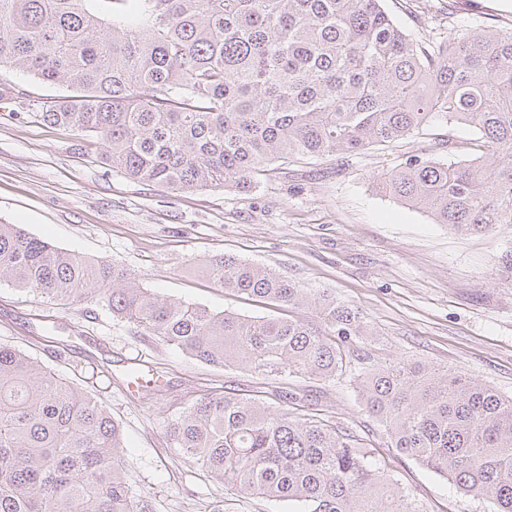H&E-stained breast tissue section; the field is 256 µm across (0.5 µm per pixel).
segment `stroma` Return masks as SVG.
<instances>
[{
  "instance_id": "stroma-1",
  "label": "stroma",
  "mask_w": 512,
  "mask_h": 512,
  "mask_svg": "<svg viewBox=\"0 0 512 512\" xmlns=\"http://www.w3.org/2000/svg\"><path fill=\"white\" fill-rule=\"evenodd\" d=\"M394 22L429 44L449 32L512 28V0H385ZM0 79L18 90L0 101V224H18L52 245L123 266L153 292L212 311L285 318L287 308L235 296L206 279L201 259L229 254L267 266L357 311L370 339L358 353L381 364L404 358L466 375L512 397V278L499 260L512 229L460 235L378 193L374 181L408 155L470 157L475 132L432 120L419 133L342 159L274 164L246 194L221 189L178 193L145 187L100 161L103 144L35 119L65 87L15 67ZM0 344L83 388L122 430L123 475L153 512H289L287 504L246 496L207 478L167 438V424L202 394L267 387L264 375L215 368L145 335L101 303L66 305L0 284ZM163 386L127 392L135 363ZM322 414L377 449L421 512H492L487 498L463 495L446 480L389 449L350 375L333 381L290 376Z\"/></svg>"
}]
</instances>
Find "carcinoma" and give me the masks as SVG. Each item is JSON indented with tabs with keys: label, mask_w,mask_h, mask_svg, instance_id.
Instances as JSON below:
<instances>
[{
	"label": "carcinoma",
	"mask_w": 512,
	"mask_h": 512,
	"mask_svg": "<svg viewBox=\"0 0 512 512\" xmlns=\"http://www.w3.org/2000/svg\"><path fill=\"white\" fill-rule=\"evenodd\" d=\"M384 0H0V68L73 91L36 116L102 141L103 163L145 186L247 193L290 156L357 154L432 119L466 123L474 157L411 154L377 190L461 233L512 226V31L459 29L431 47ZM228 293L288 319L165 299L124 267L0 224V282L112 313L209 366L274 381L351 371L388 447L512 512V397L405 359L351 365L353 309L233 255L199 263ZM218 483L304 512H420L375 449L319 416L231 391L168 424ZM122 433L91 395L0 345V512H152L122 476Z\"/></svg>",
	"instance_id": "obj_1"
}]
</instances>
